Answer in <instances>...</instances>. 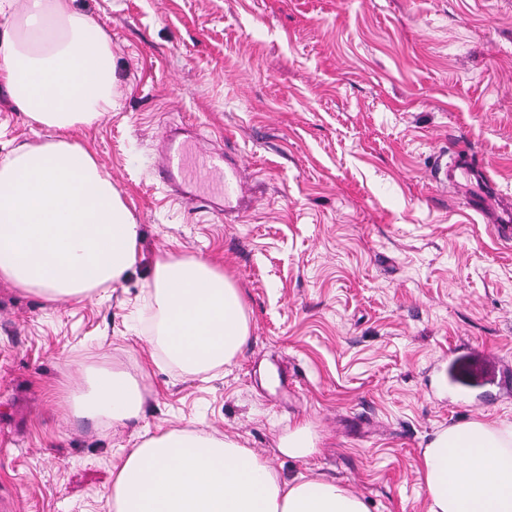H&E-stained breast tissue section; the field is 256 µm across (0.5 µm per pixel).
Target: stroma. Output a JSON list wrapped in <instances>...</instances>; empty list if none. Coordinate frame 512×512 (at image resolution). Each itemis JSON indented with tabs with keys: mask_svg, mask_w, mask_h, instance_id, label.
<instances>
[{
	"mask_svg": "<svg viewBox=\"0 0 512 512\" xmlns=\"http://www.w3.org/2000/svg\"><path fill=\"white\" fill-rule=\"evenodd\" d=\"M112 44V109L70 132L141 226L122 287L46 301L0 281V503L113 512L112 469L142 434L238 438L281 478L319 473L368 512H426L432 434L512 420V246L431 166L460 149L512 190V0H74ZM196 139L186 181L219 200L206 153L243 177L224 215L154 175L163 137ZM46 129L0 89V162ZM167 253L245 293L251 336L230 367L190 374L148 342ZM495 358L478 388L451 365ZM91 367L147 370L122 427L74 416L60 391ZM315 452L277 449L297 422Z\"/></svg>",
	"mask_w": 512,
	"mask_h": 512,
	"instance_id": "stroma-1",
	"label": "stroma"
}]
</instances>
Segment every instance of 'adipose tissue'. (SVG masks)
Masks as SVG:
<instances>
[{
	"mask_svg": "<svg viewBox=\"0 0 512 512\" xmlns=\"http://www.w3.org/2000/svg\"><path fill=\"white\" fill-rule=\"evenodd\" d=\"M0 84L53 136L0 162V279L49 301L121 286L138 262L141 227L112 179L68 133L112 108V46L73 0H0ZM147 286L152 340L190 373L233 363L251 335L241 288L192 257L158 259ZM74 412L122 426L142 413L140 377L87 374ZM419 474L427 512H512V420L438 430ZM115 512H368L346 485L282 479L239 440L169 429L125 456L109 492Z\"/></svg>",
	"mask_w": 512,
	"mask_h": 512,
	"instance_id": "adipose-tissue-1",
	"label": "adipose tissue"
}]
</instances>
